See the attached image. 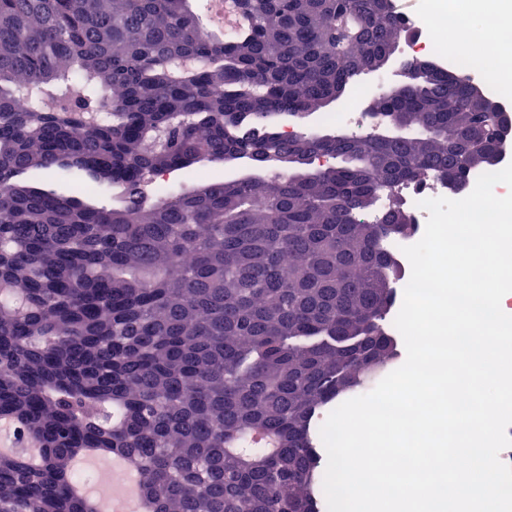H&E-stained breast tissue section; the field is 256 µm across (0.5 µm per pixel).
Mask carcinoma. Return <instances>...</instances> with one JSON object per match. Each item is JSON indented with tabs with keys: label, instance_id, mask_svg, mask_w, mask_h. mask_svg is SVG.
<instances>
[{
	"label": "carcinoma",
	"instance_id": "carcinoma-1",
	"mask_svg": "<svg viewBox=\"0 0 512 512\" xmlns=\"http://www.w3.org/2000/svg\"><path fill=\"white\" fill-rule=\"evenodd\" d=\"M244 7L218 39L189 0H0V416L41 447L0 455V512H96L88 449L125 456L144 512H321L314 426L395 356L383 242L412 219L392 188L497 163L500 102L440 67L368 113L415 135H284L406 27L392 0ZM272 154L338 164L148 197ZM53 167L71 192L38 186ZM108 188L122 205L86 202ZM254 174L260 178H267L271 174L270 169L251 168L240 169L223 162H201L194 168L177 171L170 175H166L168 183L172 188L178 189L183 186L195 185L200 181H218L240 177L243 175ZM168 183L164 179H155L152 186V193L158 194L163 191Z\"/></svg>",
	"mask_w": 512,
	"mask_h": 512
}]
</instances>
